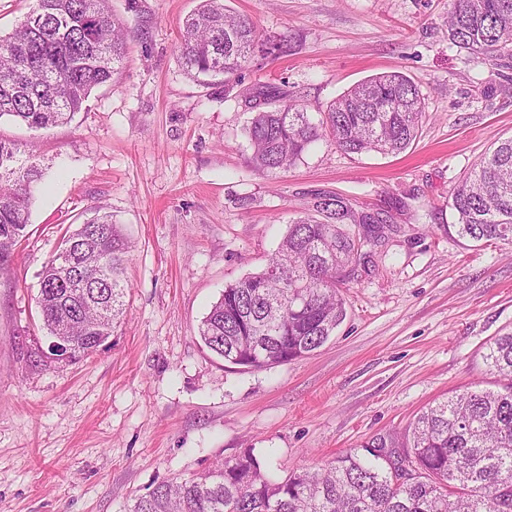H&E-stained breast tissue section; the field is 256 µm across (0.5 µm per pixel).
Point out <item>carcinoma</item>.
I'll use <instances>...</instances> for the list:
<instances>
[{"instance_id":"1","label":"carcinoma","mask_w":512,"mask_h":512,"mask_svg":"<svg viewBox=\"0 0 512 512\" xmlns=\"http://www.w3.org/2000/svg\"><path fill=\"white\" fill-rule=\"evenodd\" d=\"M448 40L494 61L512 51V0H451ZM285 38L259 43L249 20L224 0H202L178 45L182 70L209 83L238 81L255 49L286 52ZM127 37L109 0H33L0 38V119L31 130L65 124L92 91L120 73ZM246 128L251 164L284 170L329 137L351 154H398L426 118L419 86L405 74L372 76L315 119L293 98L264 96ZM42 170L36 156L0 138V267L21 244ZM458 233L473 242L512 243V138L498 144L453 188ZM322 215L288 225L268 264L224 288L201 321L203 344L242 368H267L318 349L346 317L342 285L385 241L386 220L356 217L342 198L318 202ZM62 240L72 244L39 274L37 307L50 336L70 338L69 360L89 357L123 315L132 248L122 225L98 214ZM484 359L502 390L466 389L423 411L404 441L380 436L314 470L268 477L248 450L189 479L162 481L130 512H512V333ZM375 448H404L414 477L396 483Z\"/></svg>"}]
</instances>
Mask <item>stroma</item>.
<instances>
[{
  "instance_id": "1",
  "label": "stroma",
  "mask_w": 512,
  "mask_h": 512,
  "mask_svg": "<svg viewBox=\"0 0 512 512\" xmlns=\"http://www.w3.org/2000/svg\"><path fill=\"white\" fill-rule=\"evenodd\" d=\"M201 0H112L130 35L120 76L68 124L0 137L34 144L44 172L21 247L0 271V512H129L156 483L253 450L274 478L374 437L399 435L454 392L494 387L482 355L512 332V244L458 236L451 190L512 136V58L452 46L449 0H226L288 53L255 55L234 87L201 85L178 59ZM402 72L427 118L406 151L348 154L323 140L289 169H253L249 93L312 115L350 87ZM389 224L347 317L310 355L225 363L198 328L226 285L267 264L315 198ZM123 224L127 312L90 358L49 352L38 274L67 228Z\"/></svg>"
}]
</instances>
